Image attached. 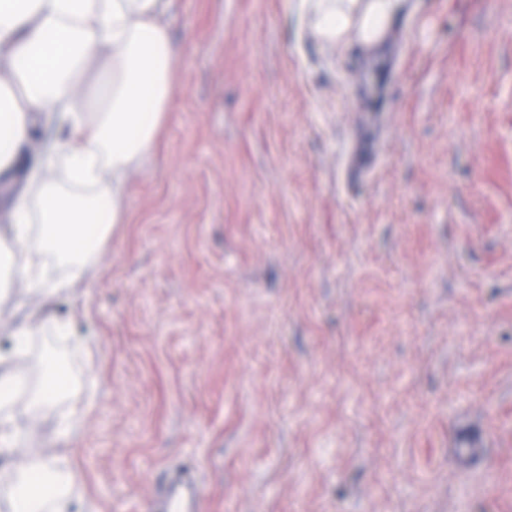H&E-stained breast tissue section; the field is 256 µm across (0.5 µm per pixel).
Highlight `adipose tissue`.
<instances>
[{
    "label": "adipose tissue",
    "mask_w": 512,
    "mask_h": 512,
    "mask_svg": "<svg viewBox=\"0 0 512 512\" xmlns=\"http://www.w3.org/2000/svg\"><path fill=\"white\" fill-rule=\"evenodd\" d=\"M170 0H0V190L30 145L36 115L59 112L68 133L39 155L34 201L17 198V229L0 243V298L15 281L36 292L66 288L48 259L86 269L96 244L126 221L124 186L152 151L173 93L176 49L158 18ZM403 0H313L315 30L337 50H379ZM63 168L65 183L50 179ZM66 367L44 361L43 379L0 359V407L19 388L32 404L56 399ZM74 484L66 454L31 453L0 483V501L23 512H68Z\"/></svg>",
    "instance_id": "1"
}]
</instances>
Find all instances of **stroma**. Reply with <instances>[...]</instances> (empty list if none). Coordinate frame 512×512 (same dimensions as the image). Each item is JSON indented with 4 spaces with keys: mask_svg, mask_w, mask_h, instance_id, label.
<instances>
[{
    "mask_svg": "<svg viewBox=\"0 0 512 512\" xmlns=\"http://www.w3.org/2000/svg\"><path fill=\"white\" fill-rule=\"evenodd\" d=\"M298 3L170 0L126 223L0 301V353L44 322L20 363L73 380L11 408L70 512H152L186 465L197 512H512V0H406L342 54Z\"/></svg>",
    "mask_w": 512,
    "mask_h": 512,
    "instance_id": "obj_1",
    "label": "stroma"
}]
</instances>
